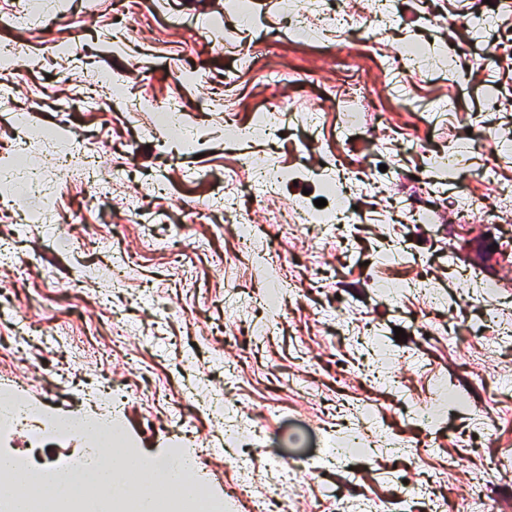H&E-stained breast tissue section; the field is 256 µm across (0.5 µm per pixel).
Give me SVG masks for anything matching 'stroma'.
Wrapping results in <instances>:
<instances>
[{"label": "stroma", "mask_w": 512, "mask_h": 512, "mask_svg": "<svg viewBox=\"0 0 512 512\" xmlns=\"http://www.w3.org/2000/svg\"><path fill=\"white\" fill-rule=\"evenodd\" d=\"M243 2L244 15L227 0H61L17 27L18 0H0V45L27 66L19 77L0 64L12 100L0 109V156L38 171L25 192L0 190V289L10 300L0 372L11 369L56 414L83 397L51 383L77 346L39 327L65 303L52 284L84 268L78 328L101 330L74 370L128 383L114 417L149 458L173 447L169 399L207 409L199 425L215 453L203 474L220 488L249 471L235 512L272 494L293 512L325 500L431 512L434 496L473 494L487 512H512V153L489 141L512 139V0H388L381 27L360 30L325 27L322 10L367 13L371 0ZM478 14L491 28L474 40ZM410 44L431 69L399 56ZM345 55L377 103L352 147L344 125L359 99L270 79L332 75ZM90 71L110 107L58 112ZM288 100L294 111L279 110ZM165 104L177 106L178 128L159 120ZM90 129L103 135L102 195L56 166L66 149L81 166L77 137ZM465 136L476 147L447 175L437 159ZM338 160L371 186L352 200L362 221L349 225L345 252L334 225L315 220L336 208L324 178ZM119 163L135 180H113ZM254 165L291 178L256 193ZM467 194L497 221L457 223L452 203ZM392 197L410 216L435 212V223L398 222ZM48 202L86 238L114 237L111 252L62 247L42 221ZM239 213L254 220L252 247L231 222ZM274 275L283 300L273 309ZM377 281L396 283L395 295ZM445 387L444 414L424 423L420 407ZM367 416L371 436L352 445ZM273 462L287 473L277 486Z\"/></svg>", "instance_id": "35a3bbf8"}]
</instances>
